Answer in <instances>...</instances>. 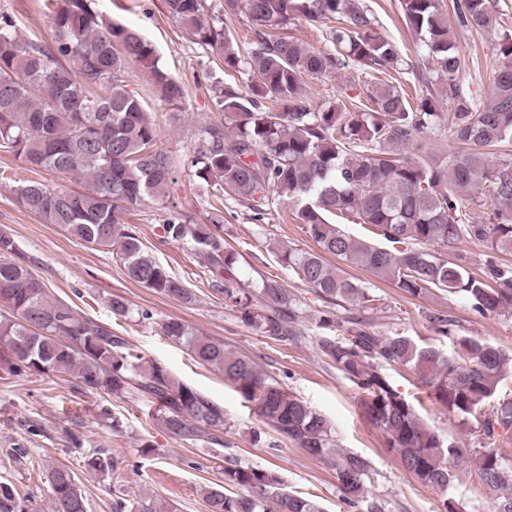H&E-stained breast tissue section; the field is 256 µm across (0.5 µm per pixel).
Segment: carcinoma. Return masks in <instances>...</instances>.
Listing matches in <instances>:
<instances>
[{"label": "carcinoma", "instance_id": "obj_1", "mask_svg": "<svg viewBox=\"0 0 512 512\" xmlns=\"http://www.w3.org/2000/svg\"><path fill=\"white\" fill-rule=\"evenodd\" d=\"M56 2L50 44L19 37L12 20L0 17V152L85 187L67 191L29 180L16 189L18 203L93 248L115 253L141 287L190 303L194 294L185 282L152 258L136 230L122 221L123 213L146 201L168 198L178 175L173 155L157 147L160 129L145 101L127 89L128 68L145 69L149 95L174 110L182 108L185 88L159 65L151 42L96 10L94 0ZM164 6L225 67L249 76L243 91L215 86L220 118L202 128L198 147L184 163L219 204L210 205L203 222L172 211L162 225L164 237L186 241L201 255L212 289L244 326L295 344L301 337L297 300L273 281L245 286L239 254L224 239L220 207L228 195L263 224L277 202L294 204L318 251L273 242L270 252L324 301L359 313L343 321L333 313L321 318L317 346L359 389L362 417L402 467L439 494V512H456L448 495L451 459L476 464L489 512H512V455L498 446L512 439V394L501 393L512 354L454 334L452 321L440 314L429 321L451 342V354L409 336H380L371 318L376 296L345 272L365 269L411 297L435 289L458 294L482 317L512 315V264L497 261L498 254L512 253V156L505 150L512 143V36L500 40L501 63L483 104L461 80V58L441 0H399L402 20L425 50L420 65L378 31L367 0H164ZM452 8L460 26L483 30L492 25L496 0H452ZM231 15L246 19L254 34L245 55L224 31V17ZM299 19L327 25L325 47L277 33ZM349 62L376 78L368 89L374 109L353 114L339 103L314 105L308 83ZM394 74L414 84L416 101L406 97L403 82L390 80ZM466 199L487 200L488 211L465 222ZM337 213L376 226L392 247L343 232L329 221ZM466 238L489 251L482 276L441 253ZM0 306L9 311L0 315V341L7 346L0 369L8 375H66L84 396L145 398L155 405L157 425L173 439L224 455V483L239 491H209L208 512H320L313 501L289 492L277 472L224 453V407L164 365L143 361L111 325L52 295L34 262L2 231ZM160 328L200 364L224 374L272 432V446L291 442L328 462L351 507L385 512L368 496L371 461L338 447L323 415L223 342L173 318ZM390 368L412 372L448 416L481 437L478 446H461L429 427L393 387ZM85 465L99 474L116 468L103 450ZM48 481L57 512H86L71 469L51 468ZM17 508L12 487L0 484V512ZM115 508L173 512L174 506L119 496Z\"/></svg>", "mask_w": 512, "mask_h": 512}]
</instances>
